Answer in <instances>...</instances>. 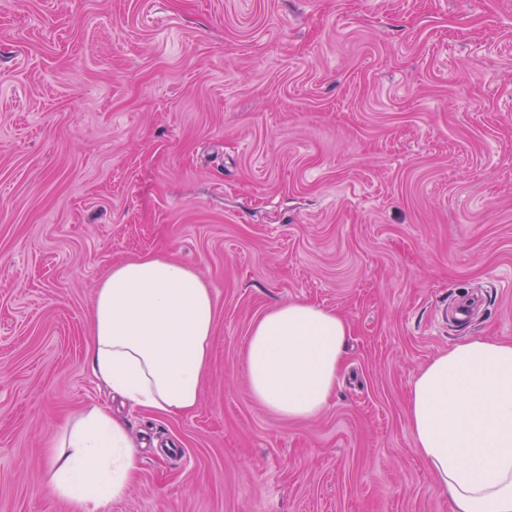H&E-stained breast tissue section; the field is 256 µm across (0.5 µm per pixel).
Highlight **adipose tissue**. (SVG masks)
I'll return each mask as SVG.
<instances>
[{
    "instance_id": "adipose-tissue-1",
    "label": "adipose tissue",
    "mask_w": 512,
    "mask_h": 512,
    "mask_svg": "<svg viewBox=\"0 0 512 512\" xmlns=\"http://www.w3.org/2000/svg\"><path fill=\"white\" fill-rule=\"evenodd\" d=\"M94 375L133 405L193 410L210 356L211 291L195 271L145 256L113 268L94 306ZM349 333L339 314L295 302L265 313L246 350L251 397L277 416L328 402ZM407 427L451 512H512V344L470 337L434 357L409 389ZM50 489L76 512L125 496L137 468L121 422L92 409L49 452Z\"/></svg>"
}]
</instances>
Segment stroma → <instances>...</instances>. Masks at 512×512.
Wrapping results in <instances>:
<instances>
[{
	"instance_id": "stroma-1",
	"label": "stroma",
	"mask_w": 512,
	"mask_h": 512,
	"mask_svg": "<svg viewBox=\"0 0 512 512\" xmlns=\"http://www.w3.org/2000/svg\"><path fill=\"white\" fill-rule=\"evenodd\" d=\"M145 255L211 290L186 414L91 370ZM294 301L350 336L288 419L245 353ZM471 336L512 343V0H0V512H75L47 450L94 407L140 459L99 512H450L407 397Z\"/></svg>"
}]
</instances>
